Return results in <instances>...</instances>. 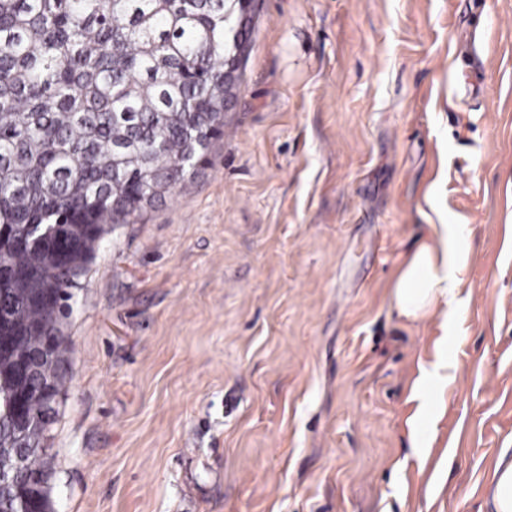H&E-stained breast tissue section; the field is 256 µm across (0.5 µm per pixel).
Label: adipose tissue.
<instances>
[{"mask_svg":"<svg viewBox=\"0 0 512 512\" xmlns=\"http://www.w3.org/2000/svg\"><path fill=\"white\" fill-rule=\"evenodd\" d=\"M466 227L437 224L407 255L389 288V303L398 318L415 322L438 311L448 314L462 304L459 263Z\"/></svg>","mask_w":512,"mask_h":512,"instance_id":"adipose-tissue-1","label":"adipose tissue"}]
</instances>
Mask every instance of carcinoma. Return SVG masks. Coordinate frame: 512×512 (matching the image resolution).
Returning a JSON list of instances; mask_svg holds the SVG:
<instances>
[{"instance_id":"cac0c4a2","label":"carcinoma","mask_w":512,"mask_h":512,"mask_svg":"<svg viewBox=\"0 0 512 512\" xmlns=\"http://www.w3.org/2000/svg\"><path fill=\"white\" fill-rule=\"evenodd\" d=\"M233 0H0V226L61 222L59 265L32 247L4 253L0 319L18 336L56 333L39 378L61 391V301L114 224L141 197L182 183L223 123L224 16ZM12 364L0 360V440ZM44 433L27 431L26 469L44 474Z\"/></svg>"}]
</instances>
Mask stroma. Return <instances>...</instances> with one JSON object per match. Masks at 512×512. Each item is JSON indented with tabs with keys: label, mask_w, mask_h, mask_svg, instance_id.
Wrapping results in <instances>:
<instances>
[{
	"label": "stroma",
	"mask_w": 512,
	"mask_h": 512,
	"mask_svg": "<svg viewBox=\"0 0 512 512\" xmlns=\"http://www.w3.org/2000/svg\"><path fill=\"white\" fill-rule=\"evenodd\" d=\"M249 28L205 162L68 291L51 512H488L512 455V0H254ZM432 224L468 233L450 334L388 301Z\"/></svg>",
	"instance_id": "1"
}]
</instances>
